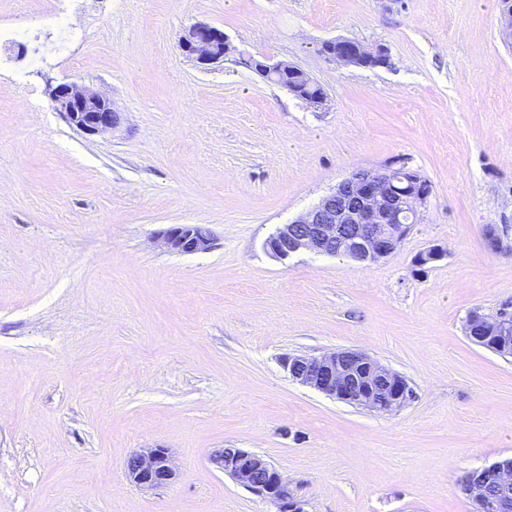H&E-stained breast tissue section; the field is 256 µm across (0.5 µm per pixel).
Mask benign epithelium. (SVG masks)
I'll return each instance as SVG.
<instances>
[{
  "instance_id": "1",
  "label": "benign epithelium",
  "mask_w": 512,
  "mask_h": 512,
  "mask_svg": "<svg viewBox=\"0 0 512 512\" xmlns=\"http://www.w3.org/2000/svg\"><path fill=\"white\" fill-rule=\"evenodd\" d=\"M500 24L512 41V0H500ZM182 51L203 67L224 63L230 45L224 32L207 23L191 25L180 41ZM319 53L344 65L379 66L389 62L384 47L359 48L348 40L323 43ZM54 110L69 125L86 134L111 129L117 112L110 101L76 82L61 83L50 93ZM430 193L427 181L406 166L350 173L314 207L295 221L283 225L267 243L280 260L302 252L334 256L342 254L359 263H372L395 252L410 233L413 218ZM504 231L494 225L485 229L488 248L504 247ZM170 249L184 253L209 251L214 237L204 225H178L163 239ZM481 332L495 343H481L500 355L512 356V303L493 317L478 312L470 315L467 336ZM283 369L292 380L336 400L380 414H392L414 397L408 381L368 354L354 349L320 356L286 355ZM211 463L253 495L269 501L276 512H307L299 487L292 485L262 456L244 448H220ZM129 480L140 489H157L170 484L176 473L166 448H147L131 454L125 465ZM463 491L472 499L475 512H512V458H504L468 473Z\"/></svg>"
}]
</instances>
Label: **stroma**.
<instances>
[{
  "label": "stroma",
  "instance_id": "1",
  "mask_svg": "<svg viewBox=\"0 0 512 512\" xmlns=\"http://www.w3.org/2000/svg\"><path fill=\"white\" fill-rule=\"evenodd\" d=\"M47 0L26 55L0 46V512H273L209 461L245 448L302 485L309 512H472L465 475L512 456V357L469 340L512 302V43L499 0H82L60 43ZM293 63L315 106L228 61L198 67L192 24ZM337 38L387 67L326 61ZM106 95L88 135L51 86ZM406 164L430 184L401 246L371 264L266 242L351 172ZM207 225L185 254L166 231ZM443 256L414 264L429 247ZM360 349L415 392L378 414L294 382L283 356ZM166 448L176 481L125 461ZM163 243L168 248L180 252L197 253L211 250L214 237L210 229L204 225H178L166 232ZM129 480L140 489H157L170 484L176 473L166 448H147L131 454L125 465Z\"/></svg>",
  "mask_w": 512,
  "mask_h": 512
}]
</instances>
